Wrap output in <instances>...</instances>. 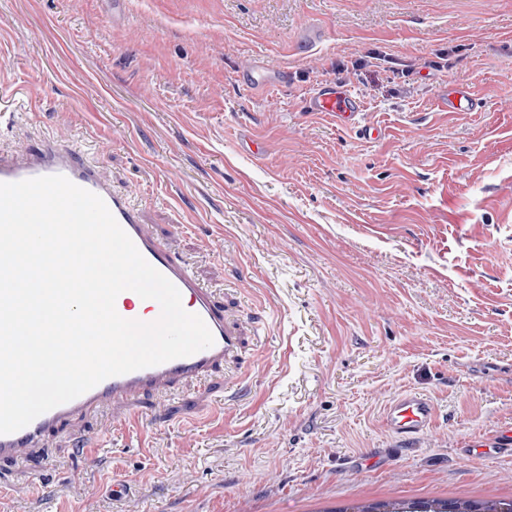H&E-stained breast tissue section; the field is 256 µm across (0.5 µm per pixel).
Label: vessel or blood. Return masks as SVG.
Returning <instances> with one entry per match:
<instances>
[{"mask_svg": "<svg viewBox=\"0 0 512 512\" xmlns=\"http://www.w3.org/2000/svg\"><path fill=\"white\" fill-rule=\"evenodd\" d=\"M287 77L286 71L272 67L260 58L249 61L236 72L237 81L255 93L280 86ZM439 103L451 112H474L482 106L472 88L463 83L449 84L440 95ZM364 107L361 94L342 79L331 78L313 84L304 97L303 109L331 114L337 125L351 127ZM48 175L65 176L77 186L103 198L145 260L179 289L184 309L203 319L214 343L187 357L107 378L81 396L41 414L26 427L0 435V462L18 467L27 465L44 447L47 436L65 423L81 416L129 407L144 394L168 393L181 384L205 380L222 369L241 348L239 326L227 316L214 290L205 287L191 265L158 238L145 219L143 207L134 203L130 193L114 186L100 166L85 158L81 139L75 138L64 144L51 137L39 147L24 152L0 148V182ZM115 306L123 318L144 322L157 320L161 312L156 301L140 300L130 290L118 295ZM434 417L435 408L429 398L405 393L385 407L382 424L395 439L410 441L426 434ZM469 446L479 453L487 450L512 452V427L470 441Z\"/></svg>", "mask_w": 512, "mask_h": 512, "instance_id": "obj_1", "label": "vessel or blood"}]
</instances>
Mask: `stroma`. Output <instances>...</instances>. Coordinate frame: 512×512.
<instances>
[{
  "instance_id": "1",
  "label": "stroma",
  "mask_w": 512,
  "mask_h": 512,
  "mask_svg": "<svg viewBox=\"0 0 512 512\" xmlns=\"http://www.w3.org/2000/svg\"><path fill=\"white\" fill-rule=\"evenodd\" d=\"M256 56L287 83L239 85ZM0 69L20 96L0 147L89 138L245 333L204 384L0 466V512L512 501V455L464 446L512 426V0H0ZM331 77L378 139L301 112ZM451 82L481 109L443 111ZM409 392L436 418L400 442L381 415Z\"/></svg>"
}]
</instances>
